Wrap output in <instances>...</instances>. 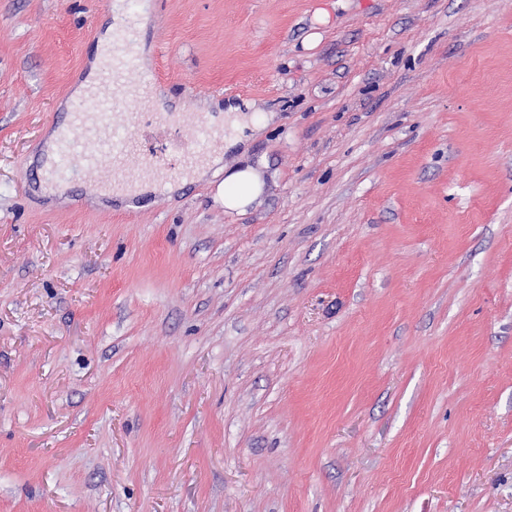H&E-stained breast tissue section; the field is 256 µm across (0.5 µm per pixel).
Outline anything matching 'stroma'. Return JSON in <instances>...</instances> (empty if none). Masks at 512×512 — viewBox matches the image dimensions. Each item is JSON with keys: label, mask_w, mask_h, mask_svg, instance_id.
<instances>
[{"label": "stroma", "mask_w": 512, "mask_h": 512, "mask_svg": "<svg viewBox=\"0 0 512 512\" xmlns=\"http://www.w3.org/2000/svg\"><path fill=\"white\" fill-rule=\"evenodd\" d=\"M108 0H0V512H512V0H166L223 174L42 196ZM267 166L263 158L242 167H224V182L219 186V196L228 212H244L264 195Z\"/></svg>", "instance_id": "obj_1"}]
</instances>
